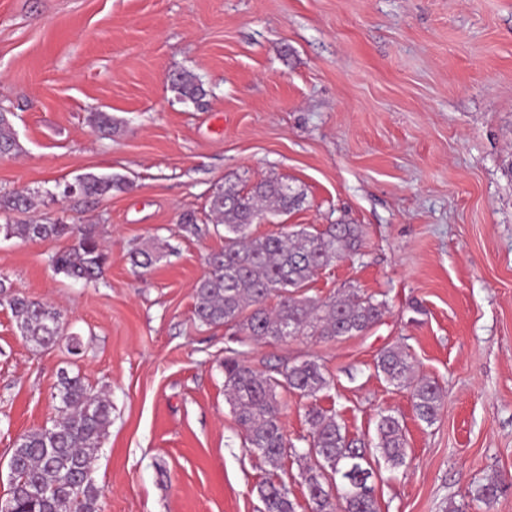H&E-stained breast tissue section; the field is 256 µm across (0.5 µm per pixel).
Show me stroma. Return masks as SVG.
<instances>
[{"mask_svg":"<svg viewBox=\"0 0 512 512\" xmlns=\"http://www.w3.org/2000/svg\"><path fill=\"white\" fill-rule=\"evenodd\" d=\"M180 69L205 83L202 106L171 91ZM0 111L21 146L0 159V193L86 172L131 183L39 209L99 226L98 283L53 270L67 239H0V281L55 306L65 333L34 346L0 306V465L54 416L60 373L78 372L112 401L101 512H261L267 467L224 392L229 332L193 314L224 239L178 218L225 178L277 176L306 196L285 223L365 229L309 296L353 287L387 309L357 336L250 346L251 364L318 358L333 377L318 404L350 437L384 411L402 420L406 467L373 476L379 512H477L486 477L512 484V0H0ZM148 243L161 258L135 271ZM396 343L442 391L434 425L377 374Z\"/></svg>","mask_w":512,"mask_h":512,"instance_id":"stroma-1","label":"stroma"}]
</instances>
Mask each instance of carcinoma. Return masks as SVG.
I'll use <instances>...</instances> for the list:
<instances>
[{
	"instance_id": "obj_1",
	"label": "carcinoma",
	"mask_w": 512,
	"mask_h": 512,
	"mask_svg": "<svg viewBox=\"0 0 512 512\" xmlns=\"http://www.w3.org/2000/svg\"><path fill=\"white\" fill-rule=\"evenodd\" d=\"M169 86L183 102L201 103L208 95L202 80L186 70L169 74ZM21 151L9 113L0 112V158ZM74 192L65 198H100L124 191L129 182L119 176L85 173L75 178ZM305 195L274 177L250 188L231 179L209 197L205 218L215 233H224V249L209 254L206 271L194 287V315L209 326L232 331L241 346L281 343L300 336L324 341L360 335L378 323L386 302L356 288L319 301L305 295V288L321 269L357 254L364 240L359 224H331L323 231L306 228L256 235V218L276 217L300 208ZM38 207L36 195L25 190L0 194V213L26 212ZM26 240L67 238L70 246L52 256L54 271L86 283L104 275L107 256L95 224H65L46 219L20 224H0V237ZM0 305L8 306L26 342L41 348L54 346L63 337L60 314L51 306L13 293L0 282ZM377 372L396 386L411 390L418 419L431 426L439 418L444 399L436 382L412 380L413 364L407 348L394 345L383 350ZM332 376L313 358L254 368L245 353L231 347L224 356V389L243 431L246 449H260L272 478L257 486L264 512H296L297 504L278 472L284 469V452L298 454L295 442L306 445L302 457L310 460L304 470L305 485L315 512H378L370 479L373 465L385 463L391 472L406 464L404 427L395 415L384 412L376 426L374 448L367 452L364 439L350 438L335 417L310 404L306 410L309 432L292 441L281 424L282 392L315 398L327 391ZM56 415L50 425L20 435L13 445L19 455L16 474L6 501L12 512H100L101 491L91 477V464L112 424V402L85 385L81 374L60 375ZM506 487L490 477L473 493L477 508L491 509Z\"/></svg>"
}]
</instances>
